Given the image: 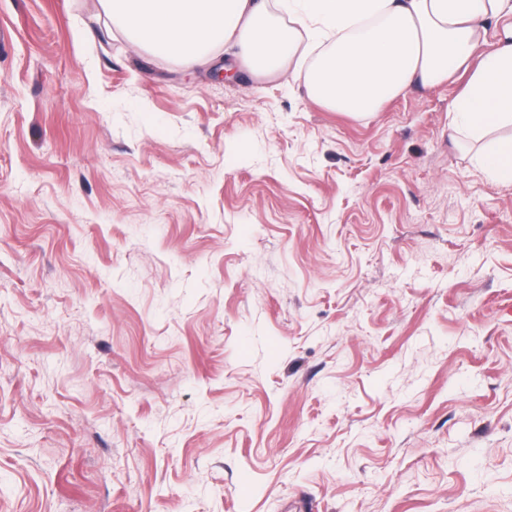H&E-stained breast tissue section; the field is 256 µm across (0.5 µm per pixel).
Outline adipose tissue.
I'll return each mask as SVG.
<instances>
[{
  "label": "adipose tissue",
  "instance_id": "adipose-tissue-1",
  "mask_svg": "<svg viewBox=\"0 0 512 512\" xmlns=\"http://www.w3.org/2000/svg\"><path fill=\"white\" fill-rule=\"evenodd\" d=\"M138 48L196 65L222 47L229 73L284 76L307 98L366 117L415 87L460 70L452 131L478 143L476 162L512 182V27L480 53L486 23L512 16V0H100Z\"/></svg>",
  "mask_w": 512,
  "mask_h": 512
}]
</instances>
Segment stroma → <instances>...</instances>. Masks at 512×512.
<instances>
[{"label":"stroma","mask_w":512,"mask_h":512,"mask_svg":"<svg viewBox=\"0 0 512 512\" xmlns=\"http://www.w3.org/2000/svg\"><path fill=\"white\" fill-rule=\"evenodd\" d=\"M0 512H512V182L463 80L370 118L0 0Z\"/></svg>","instance_id":"1"}]
</instances>
